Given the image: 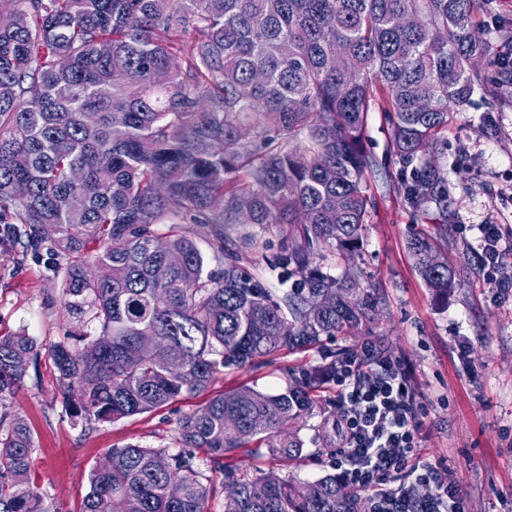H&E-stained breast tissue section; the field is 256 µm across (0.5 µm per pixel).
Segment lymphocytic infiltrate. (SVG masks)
<instances>
[{"label":"lymphocytic infiltrate","instance_id":"1","mask_svg":"<svg viewBox=\"0 0 512 512\" xmlns=\"http://www.w3.org/2000/svg\"><path fill=\"white\" fill-rule=\"evenodd\" d=\"M480 259L487 283L512 288L501 275L498 227L481 228ZM340 439L332 466L343 482L368 492L369 512H465L461 489L445 459L430 460L422 449V405L416 383L400 359L376 348L337 362L328 378ZM429 487L417 496L415 486Z\"/></svg>","mask_w":512,"mask_h":512}]
</instances>
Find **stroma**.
Listing matches in <instances>:
<instances>
[{"label": "stroma", "mask_w": 512, "mask_h": 512, "mask_svg": "<svg viewBox=\"0 0 512 512\" xmlns=\"http://www.w3.org/2000/svg\"><path fill=\"white\" fill-rule=\"evenodd\" d=\"M480 35L494 57L512 53V0H484ZM392 122L381 108L368 114L364 148L373 160L363 244L354 258L361 288L375 289L371 322L304 350H284L273 360L219 376L209 390L170 406L111 422L76 417L73 399L49 354L52 345L98 336L100 326L68 311L66 257L48 248L23 250L0 244V334L24 333L39 351L8 412L33 433L32 481L56 512H76L89 490V474L104 453L129 444L174 448L177 421L201 409L212 394L246 384L277 394L287 371L325 357L361 352L373 343L400 359L414 376L425 408L424 452L447 459L465 499L466 512H512V290L488 286L479 257V227L499 228L504 271L512 274V97H490L474 88L467 105L454 109L438 157L448 179L445 208L415 206L404 195L411 177L391 147ZM447 225L438 246L456 273V286L439 296L422 279L409 242L421 231ZM275 229L258 232L239 247L241 264L268 287L278 282L266 259L279 251ZM323 418L314 412L301 435L302 458L238 450L229 463L239 472H274L314 480L331 474L329 457L314 443Z\"/></svg>", "instance_id": "1"}]
</instances>
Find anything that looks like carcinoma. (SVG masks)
<instances>
[{
    "mask_svg": "<svg viewBox=\"0 0 512 512\" xmlns=\"http://www.w3.org/2000/svg\"><path fill=\"white\" fill-rule=\"evenodd\" d=\"M482 2L0 0V224L10 241L68 258L66 307L100 325L87 344L51 349L77 415L150 412L375 311L352 272L324 264L358 250L372 205L368 112L379 102L394 113L395 155L421 162L407 199L444 206L434 158L449 112L477 85H512V62L491 76L473 66L489 56L475 34ZM238 224L287 242L270 265L279 287L224 252ZM158 236L181 265H166ZM410 249L426 285L448 292L455 272L434 237ZM90 253L109 280L91 274ZM37 357L31 337L0 336V405ZM334 367L290 369L278 394L242 385L213 396L179 420L175 451L109 449L78 512H207L214 474L229 489L224 512H361L334 475L249 477L225 463L253 442L301 457L313 392ZM335 421L322 418L319 447H336ZM0 430V512H50L32 487L28 425L1 413Z\"/></svg>",
    "mask_w": 512,
    "mask_h": 512,
    "instance_id": "cac0c4a2",
    "label": "carcinoma"
}]
</instances>
